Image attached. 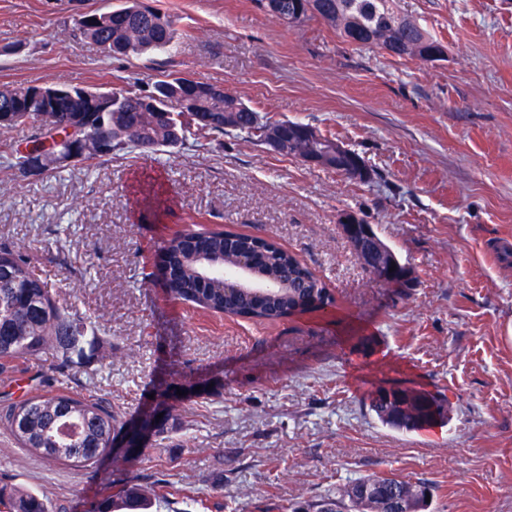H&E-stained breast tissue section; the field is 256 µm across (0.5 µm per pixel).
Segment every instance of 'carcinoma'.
<instances>
[{
    "mask_svg": "<svg viewBox=\"0 0 512 512\" xmlns=\"http://www.w3.org/2000/svg\"><path fill=\"white\" fill-rule=\"evenodd\" d=\"M272 2L269 13L288 23L297 10L300 21L319 19L343 38L356 34L357 46L377 45L391 50L398 57H416L419 43L430 39L415 21L401 14L395 0H311L326 3L318 14L303 9L305 0H256L261 8ZM90 21L81 28L84 36L105 49L121 54H159L168 51L177 30L174 19L147 5L144 0H124L109 11H91ZM207 83L186 84L175 73H162L144 88L112 92V111L96 112L87 131L103 138V147L96 158L110 157L118 152L159 151L186 144L211 135L234 133L245 139L262 140L256 122L258 112L240 97L210 98L198 96L188 111L195 130L178 119L183 114L182 100L196 87ZM34 85L0 87V110L26 99ZM175 114L169 121L137 123L141 100ZM65 117L52 112L45 120L40 112H14L3 128L31 126L29 148L52 155L59 144L73 135L57 127ZM0 158L9 168L22 170L21 153L7 142L0 145ZM261 251L262 260L248 276V287L238 296L224 299V289L204 279L213 266H230L247 251ZM164 262L169 268L165 286L169 295L191 302L202 309L228 316L260 322H274L296 314L313 311L332 304L328 288L314 272L295 255L253 235H237L224 230L186 229L175 234L163 248ZM270 288L266 297L256 296L252 284ZM96 331L87 319L72 314L53 301L47 284L35 274L31 261L11 246L0 244V370L10 368L18 359H37L48 350L56 353L62 369L90 364L97 354ZM369 407L385 425L404 432H415L421 426L410 415L395 413V402L380 388L372 393ZM417 409L448 418V401L422 394ZM0 422L25 448L33 449L49 460L84 465L95 463L109 448L107 442L120 420L102 403L68 394H45L9 402L0 408ZM430 491L422 482L411 483L393 475L369 474L342 488L336 497L321 501L334 506V512H423L425 504L417 493ZM151 492L138 484L124 487L120 499L104 497L93 512H114L129 509L142 512L148 506ZM11 512H51L46 498L24 491L9 495Z\"/></svg>",
    "mask_w": 512,
    "mask_h": 512,
    "instance_id": "carcinoma-1",
    "label": "carcinoma"
}]
</instances>
